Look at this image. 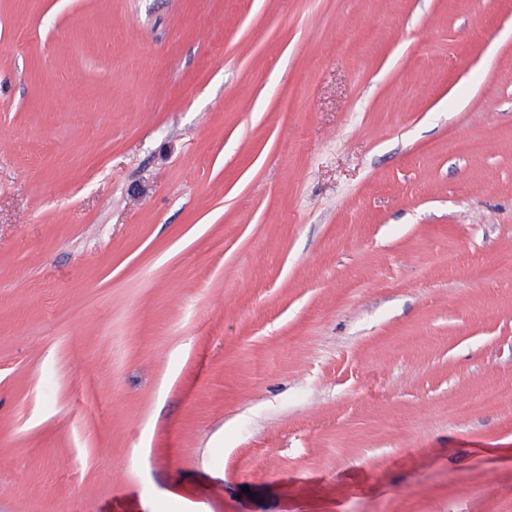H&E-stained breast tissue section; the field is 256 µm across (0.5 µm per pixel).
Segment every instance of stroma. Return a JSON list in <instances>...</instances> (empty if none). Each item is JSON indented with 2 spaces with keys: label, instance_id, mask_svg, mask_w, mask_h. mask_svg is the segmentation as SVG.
<instances>
[{
  "label": "stroma",
  "instance_id": "1",
  "mask_svg": "<svg viewBox=\"0 0 512 512\" xmlns=\"http://www.w3.org/2000/svg\"><path fill=\"white\" fill-rule=\"evenodd\" d=\"M511 390L512 0H0V512H512Z\"/></svg>",
  "mask_w": 512,
  "mask_h": 512
}]
</instances>
